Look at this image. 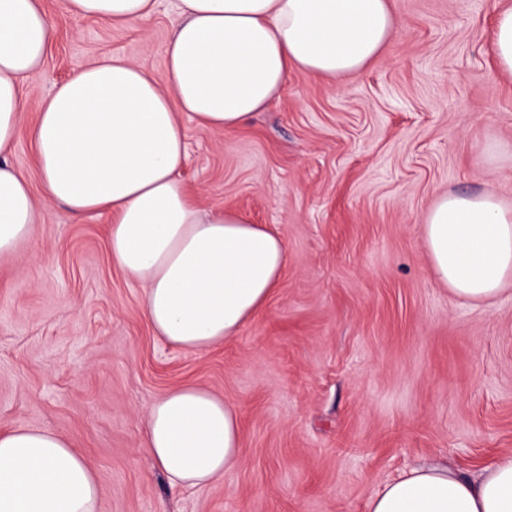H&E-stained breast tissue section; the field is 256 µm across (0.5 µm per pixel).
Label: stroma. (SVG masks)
<instances>
[{
	"mask_svg": "<svg viewBox=\"0 0 512 512\" xmlns=\"http://www.w3.org/2000/svg\"><path fill=\"white\" fill-rule=\"evenodd\" d=\"M57 35L26 78L8 160L41 183L37 108L106 55L163 73L175 0L134 25L73 17L44 0ZM512 0H396V27L362 73L294 71L278 99L231 132L187 115L182 177L203 210L238 213L285 242L281 285L224 344L183 350L155 336L141 285L113 266L108 216L62 205L0 258V429L52 430L85 457L101 512H365L423 463L469 473L512 453V284L489 302L433 272L426 212L444 193L512 206V75L492 53ZM184 384L240 412L241 458L222 480L173 488L143 447L148 406Z\"/></svg>",
	"mask_w": 512,
	"mask_h": 512,
	"instance_id": "1",
	"label": "stroma"
}]
</instances>
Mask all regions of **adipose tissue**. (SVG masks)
<instances>
[{
    "mask_svg": "<svg viewBox=\"0 0 512 512\" xmlns=\"http://www.w3.org/2000/svg\"><path fill=\"white\" fill-rule=\"evenodd\" d=\"M158 0H67L77 18L148 20ZM393 0H178L162 74L105 56L76 69L43 101L31 132L42 195L6 160L27 102L24 79L44 64L55 30L42 0H0V257L42 218L37 199L78 219L109 215L113 265L144 289L146 320L166 343L202 351L238 336L279 288L277 233L229 211L204 212L179 178V113L233 130L278 97L290 72H363L395 30ZM439 279L489 301L512 278V208L489 192L439 197L424 218ZM144 446L175 487H201L240 461L234 405L184 385L154 400ZM0 512H99L94 470L59 434L0 431ZM367 512H512V454L463 476L411 469Z\"/></svg>",
    "mask_w": 512,
    "mask_h": 512,
    "instance_id": "ef3b65f1",
    "label": "adipose tissue"
}]
</instances>
